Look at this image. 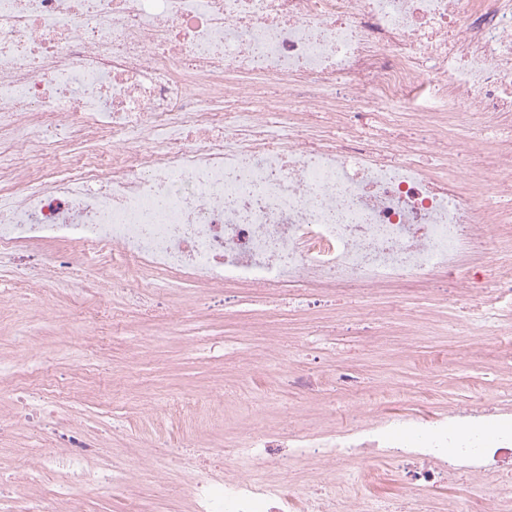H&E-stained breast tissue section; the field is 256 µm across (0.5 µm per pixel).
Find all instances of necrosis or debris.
Returning a JSON list of instances; mask_svg holds the SVG:
<instances>
[{"mask_svg": "<svg viewBox=\"0 0 512 512\" xmlns=\"http://www.w3.org/2000/svg\"><path fill=\"white\" fill-rule=\"evenodd\" d=\"M476 143L486 163L464 165ZM511 222L512 0H0V306L91 258L73 316L97 359L126 316L107 298L144 305L172 280L350 293L348 321L417 324L432 312L378 296L448 278L491 320L512 311ZM488 253L489 285L470 275ZM336 383L347 426L199 449L194 512H432L429 491L462 476L512 512L511 405L389 416L357 376ZM11 393L0 419L34 428L56 404L36 383ZM43 438L35 472L100 479L79 416ZM364 454L404 468L397 494L352 492ZM311 462L319 487L293 482Z\"/></svg>", "mask_w": 512, "mask_h": 512, "instance_id": "1", "label": "necrosis or debris"}]
</instances>
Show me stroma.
<instances>
[{
	"label": "stroma",
	"mask_w": 512,
	"mask_h": 512,
	"mask_svg": "<svg viewBox=\"0 0 512 512\" xmlns=\"http://www.w3.org/2000/svg\"><path fill=\"white\" fill-rule=\"evenodd\" d=\"M188 285H173L161 294L162 304L153 311L127 316L122 335L114 337L108 368L99 372L95 384L100 393L112 399L110 415L98 413L94 403L84 398L85 383L74 376V369L88 356L81 344L89 331L87 324L73 320L67 290H60L54 310L40 302H22L0 309V380L14 377L10 360L25 350V339L52 355L56 365L50 373L53 383L68 395L56 408L58 417L76 414L87 425L105 431L108 438L101 457L116 463L126 459L150 458L151 428L144 424L143 408L163 403L171 394L198 389L204 392L221 385L245 395L272 396L280 407L305 406L300 420L303 427L326 430L349 421L343 402L338 401L333 373L344 366L358 376L372 398L390 385L401 399L382 405L391 415H430L448 405L501 399L512 400V375L504 368L512 364V350L499 344L497 337L474 329L468 334L451 333L445 323L435 322L418 328L413 351L402 355L403 326L382 325L375 339L354 333H332L315 342H305L304 332L329 320L331 313L317 307L306 311L304 303L280 298L254 301L236 297L225 301L223 294H203L199 303L205 317L186 309V322L178 329L157 335L168 307L188 298ZM142 346L144 361L139 370L127 373V361L135 346ZM249 351L257 370L252 381L241 382L240 357ZM461 356L457 370H449V354ZM314 374L321 378L320 394L303 393L287 386L283 371ZM252 419L237 404H224V418L205 423L196 407L180 409L177 423L164 432L168 465L156 480L141 481L125 476L118 483L90 482L70 490L78 512H130L138 501L149 512H191L189 500L181 498L178 485L187 471L185 464L193 446L220 448L225 437L252 426ZM42 441L31 434L24 422L0 421V473L27 468L37 456Z\"/></svg>",
	"instance_id": "stroma-1"
}]
</instances>
